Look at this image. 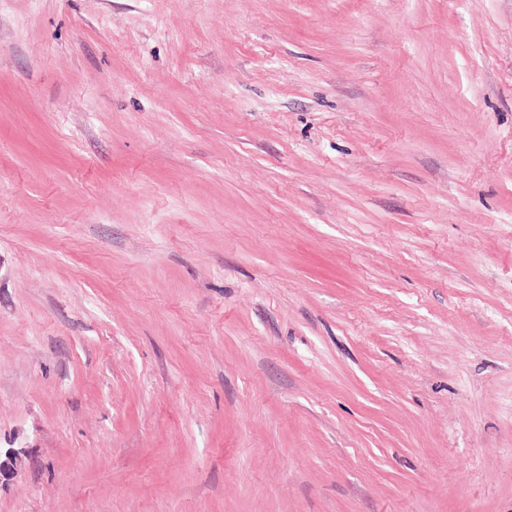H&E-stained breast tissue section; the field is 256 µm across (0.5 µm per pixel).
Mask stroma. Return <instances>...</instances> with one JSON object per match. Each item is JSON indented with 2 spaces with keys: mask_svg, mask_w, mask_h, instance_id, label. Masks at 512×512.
<instances>
[{
  "mask_svg": "<svg viewBox=\"0 0 512 512\" xmlns=\"http://www.w3.org/2000/svg\"><path fill=\"white\" fill-rule=\"evenodd\" d=\"M0 512H512V0H0Z\"/></svg>",
  "mask_w": 512,
  "mask_h": 512,
  "instance_id": "35a3bbf8",
  "label": "stroma"
}]
</instances>
